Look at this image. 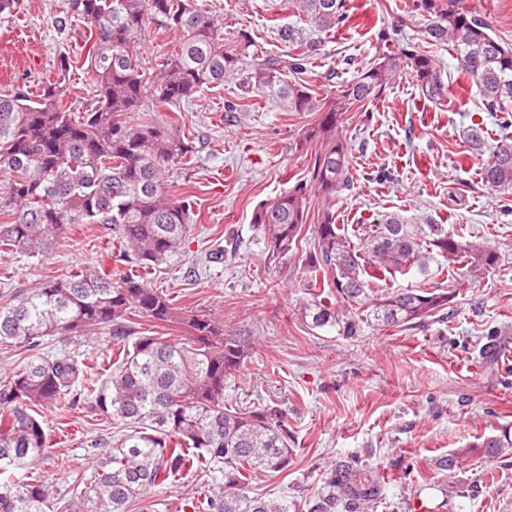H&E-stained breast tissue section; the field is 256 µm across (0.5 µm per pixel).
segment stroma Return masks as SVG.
<instances>
[{
    "mask_svg": "<svg viewBox=\"0 0 512 512\" xmlns=\"http://www.w3.org/2000/svg\"><path fill=\"white\" fill-rule=\"evenodd\" d=\"M384 2L349 0L352 20L325 38L311 84L350 82L364 64L395 49L388 35L397 14ZM67 3L22 0L17 18L0 21V93L34 92L54 78L58 55L76 44L55 24ZM215 3L227 36L250 33L251 54L282 53L278 30L296 21L282 0ZM402 34L451 73L447 97L425 99L407 76L364 111L343 114L353 185L336 196V221L356 239L387 214L411 221L426 216L497 255L495 267L478 280H465L442 258L431 262L429 276H397L396 288L425 282L455 292L444 313L418 327L363 322L347 336L335 327H313L301 315L306 258L324 208L320 196L310 199L298 250L267 258L252 214L259 203L309 180L317 146L303 134L314 114L285 112L260 97L249 98L246 111H225V100L238 93L232 85L173 110L194 155L170 180L192 191L197 204L182 251L145 275L176 309L213 315L225 333L248 337L251 355L226 380L224 401L243 411L272 405L287 412L293 462L277 476L259 478L250 493L285 500L289 512H314L328 469L347 457L386 478L372 512H512L511 454L472 452L451 475L436 467L441 456L512 430V358L504 355L512 350V201L482 182V160L463 137L479 123L491 146L512 135V125L502 126L484 109L476 85L456 76V60L426 43L419 24L405 23ZM121 251L109 226L73 225L67 244L51 251L0 252V295L86 265L123 273ZM52 345L82 362L98 386L120 343L56 338ZM44 420L49 448L27 469L64 495L88 451L107 449L118 426L87 408L51 409ZM199 486L196 476L178 478L135 512H179Z\"/></svg>",
    "mask_w": 512,
    "mask_h": 512,
    "instance_id": "35a3bbf8",
    "label": "stroma"
}]
</instances>
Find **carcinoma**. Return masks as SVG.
Listing matches in <instances>:
<instances>
[{
  "mask_svg": "<svg viewBox=\"0 0 512 512\" xmlns=\"http://www.w3.org/2000/svg\"><path fill=\"white\" fill-rule=\"evenodd\" d=\"M401 20L420 22L433 45L455 53L458 72L478 88L490 112L512 100V43L491 35L488 23L465 0H402ZM302 25L281 30L288 51L250 56L252 38L224 37V24L209 0H70L65 28L84 23L79 49L58 59L56 78L38 95L0 94V171L10 180L0 192V251H47L68 239L73 224H110L123 255L142 269H156L185 246L194 201L174 190L166 172L187 164L191 141L167 119L139 122L137 112H165L197 94L238 82L244 94L262 96L286 112H312L306 134L319 140L307 182H298L253 211L274 260L297 246L308 215L310 194L330 199L352 181L348 148L338 132L340 117L380 98L409 75L432 102L446 97L448 83L436 59L411 42L398 44L361 69L350 82L321 95L301 78L318 55L324 36L350 20L348 0H288ZM152 31L170 36L173 48L155 73L145 77L136 47ZM97 92V104L76 115L70 95L75 72ZM469 147L483 152L482 128L466 131ZM485 185L512 192V139L500 140L482 163ZM460 265L478 279L495 263V253L476 247L428 218L411 222L385 216L377 229L353 242L326 209L315 229L309 273L323 272L332 297L359 305L365 320L378 326H419L447 308L444 287L410 286L372 290L371 285L424 271L431 254ZM308 285L301 314L315 328L340 326L353 336V318H339L333 303ZM153 326L177 322L186 341L140 335L136 319ZM104 330L124 335L115 367L97 388L86 385V370L75 357L43 348L45 338L89 339ZM0 347L24 354L0 375V471L23 468L49 447L43 410L81 403L116 419L125 432L112 448L91 458V472L73 478L72 495L61 496L39 478L0 482V512H131L156 489L193 474L215 478L217 489L191 494L182 512H288V504L251 497L252 482L282 473L293 458L287 413L277 407L241 411L224 404V382L250 355L240 336L224 335V325L206 314L177 315L168 295L146 277H119L84 266L13 292L0 305ZM475 447L489 457L512 451V433L502 430ZM469 454L458 449L437 460L453 470ZM385 484L380 472L350 458L327 473L328 494L319 512H366Z\"/></svg>",
  "mask_w": 512,
  "mask_h": 512,
  "instance_id": "obj_1",
  "label": "carcinoma"
}]
</instances>
